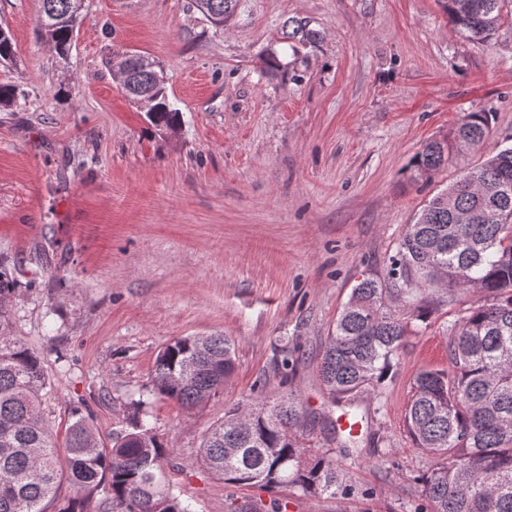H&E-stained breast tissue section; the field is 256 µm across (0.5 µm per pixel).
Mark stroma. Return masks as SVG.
<instances>
[{"instance_id":"obj_1","label":"stroma","mask_w":512,"mask_h":512,"mask_svg":"<svg viewBox=\"0 0 512 512\" xmlns=\"http://www.w3.org/2000/svg\"><path fill=\"white\" fill-rule=\"evenodd\" d=\"M67 58L41 40L37 0H0L26 96L0 108V266L17 281L16 335L41 358L42 402L64 437L73 408L104 442L149 386L158 351L221 334L236 368L207 403L153 400L173 492L193 512H408L430 455L404 427L416 374L448 365L444 328L465 299L415 320L382 404L341 478L348 491L233 487L194 460L227 408L277 394L281 348L298 356L289 390L319 414L306 448H335L340 416L317 372L326 336L365 275L384 276L433 194L512 145V0L485 41L462 37L439 0H239L212 26L191 0H86ZM309 21L315 46L282 43ZM277 49L284 64L264 59ZM160 63L177 131L152 126L105 65L114 52ZM69 84L72 95L56 92ZM488 112L485 141L454 151L432 180L405 167L465 113ZM282 35L285 40H298V42L309 46H315L320 40V33L310 28L309 22L294 18L284 22Z\"/></svg>"}]
</instances>
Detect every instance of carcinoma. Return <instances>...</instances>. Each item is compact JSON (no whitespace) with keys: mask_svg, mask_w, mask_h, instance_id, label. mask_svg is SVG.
Wrapping results in <instances>:
<instances>
[{"mask_svg":"<svg viewBox=\"0 0 512 512\" xmlns=\"http://www.w3.org/2000/svg\"><path fill=\"white\" fill-rule=\"evenodd\" d=\"M238 0H194L209 22L228 23ZM454 28L473 40L497 29L505 0H440ZM40 16L65 20L45 31L57 54L70 50L86 17L80 0H41ZM283 39L313 46L320 33L309 22L288 19ZM14 43L0 29V66L13 63ZM133 103L160 129L180 127L166 82L132 68L121 76ZM19 87L0 82V107L15 104ZM491 113L470 112L452 140H430L411 162L414 176L429 179L460 144L482 143ZM481 297L448 322V367L424 368L413 380L405 412L414 445L433 464L421 477V504L413 512H512V146L434 195L416 214L389 259L384 277L358 281L336 318L317 370L332 401L354 407L363 392L383 396L408 323L396 303L425 321L436 295ZM16 281L0 268V512H47L62 482L76 489L57 512H86V500L103 492L121 512H191L174 496L163 463L169 448L153 431L154 398L185 408L207 402L234 371L231 340L222 335L184 336L157 354L151 388L131 398L130 429L107 447L81 408L72 412L58 448L42 416L50 387L40 357L14 335L11 302ZM306 411L292 394L240 404L203 438L197 462L235 487L290 486L303 493L334 495L340 461L330 451L300 447ZM343 457L358 443L353 428H336Z\"/></svg>","mask_w":512,"mask_h":512,"instance_id":"1","label":"carcinoma"}]
</instances>
